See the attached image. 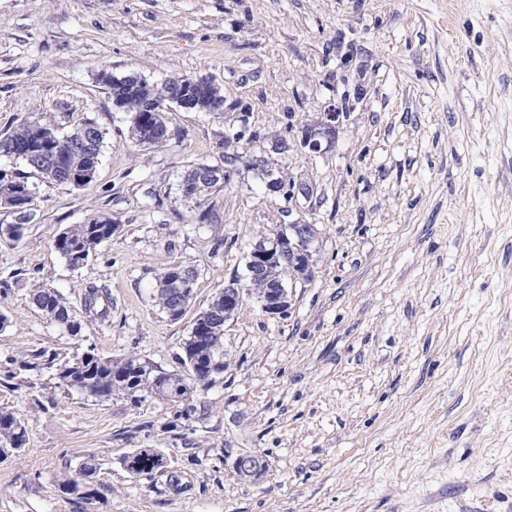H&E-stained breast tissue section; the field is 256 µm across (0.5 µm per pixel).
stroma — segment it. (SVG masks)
<instances>
[{"mask_svg":"<svg viewBox=\"0 0 512 512\" xmlns=\"http://www.w3.org/2000/svg\"><path fill=\"white\" fill-rule=\"evenodd\" d=\"M104 70L207 77L227 111L169 104L170 140L141 145ZM344 96L334 148L307 153L302 127ZM243 112L287 138L273 167L312 198L245 171L183 197L185 170L219 163ZM46 115L63 133L95 122L104 147L82 187L0 156L35 193L22 237H0V408L27 430L0 461V512H512V0H0V135ZM102 214L118 233L71 267L56 238ZM298 218L318 229L312 275L283 272L286 316L248 297L226 323L202 420L18 368L92 349L176 369L252 244ZM174 262L197 271L177 320L154 300ZM89 282L112 314L75 336L32 300L44 286L77 310ZM138 448L165 472H129ZM246 452L269 463L260 482L232 467ZM88 458L95 496L61 492ZM280 178V181L282 183H279L278 178L271 177L266 185V191L268 194L274 195V194H281L283 193L282 187L285 188L284 196L288 198V186H290L291 183H294V181L285 180L283 176L278 175ZM295 190L294 192H291L293 197L295 195H301L305 199H309L313 195V186L309 182L306 181H298L297 183H294Z\"/></svg>","mask_w":512,"mask_h":512,"instance_id":"obj_1","label":"stroma"}]
</instances>
